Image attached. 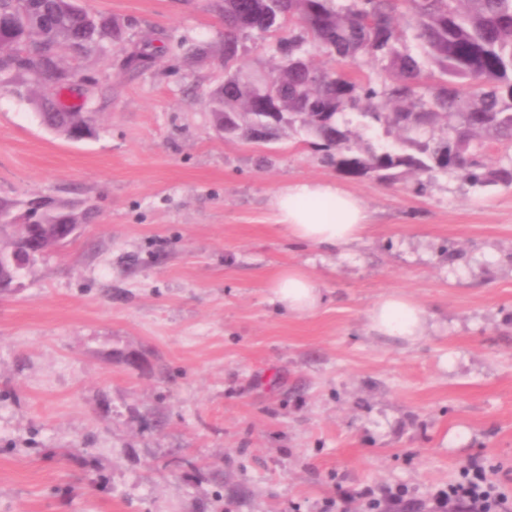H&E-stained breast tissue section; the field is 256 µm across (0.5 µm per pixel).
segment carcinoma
Segmentation results:
<instances>
[{
  "label": "carcinoma",
  "instance_id": "obj_1",
  "mask_svg": "<svg viewBox=\"0 0 512 512\" xmlns=\"http://www.w3.org/2000/svg\"><path fill=\"white\" fill-rule=\"evenodd\" d=\"M26 0H0V87L34 101L41 123L91 138L88 106L100 84L76 83L63 52L79 60L122 45L121 71L154 67L166 51L155 38L133 41L128 24L81 0H39L42 26ZM224 22V82L209 93L214 127L263 145L295 131L319 162L351 179L416 178L427 191L452 173L473 188L512 186V0H215ZM271 41V59L250 68L242 40ZM324 59L321 64L314 58ZM259 112L278 119L254 134ZM396 133L395 145L362 143L363 133ZM82 202L0 197V250L23 249L19 226L56 247V224H85Z\"/></svg>",
  "mask_w": 512,
  "mask_h": 512
}]
</instances>
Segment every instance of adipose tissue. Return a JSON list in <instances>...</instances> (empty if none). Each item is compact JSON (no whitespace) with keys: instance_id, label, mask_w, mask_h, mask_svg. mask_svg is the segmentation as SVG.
Instances as JSON below:
<instances>
[{"instance_id":"1","label":"adipose tissue","mask_w":512,"mask_h":512,"mask_svg":"<svg viewBox=\"0 0 512 512\" xmlns=\"http://www.w3.org/2000/svg\"><path fill=\"white\" fill-rule=\"evenodd\" d=\"M366 220L362 199L329 182L299 181L276 194V225L301 243L328 249L348 244L363 235ZM273 301L288 313L306 314L322 305L324 294L312 277L286 268L274 282ZM368 321L377 335L412 342L422 335L427 312L411 298L394 292L376 302Z\"/></svg>"}]
</instances>
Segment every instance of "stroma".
Returning a JSON list of instances; mask_svg holds the SVG:
<instances>
[{
	"label": "stroma",
	"instance_id": "1",
	"mask_svg": "<svg viewBox=\"0 0 512 512\" xmlns=\"http://www.w3.org/2000/svg\"><path fill=\"white\" fill-rule=\"evenodd\" d=\"M83 3L169 51L134 77L121 46L84 59L105 95L78 142L0 90V196L95 210L0 294V512H324L398 485L428 512L473 459L512 492V187L448 175L419 195L345 178L295 134L218 137L219 60L179 50L222 41L210 0ZM301 180L359 196L362 239L290 240L275 196ZM290 266L324 289L315 311L273 305ZM392 292L428 313L416 341L369 326Z\"/></svg>",
	"mask_w": 512,
	"mask_h": 512
}]
</instances>
